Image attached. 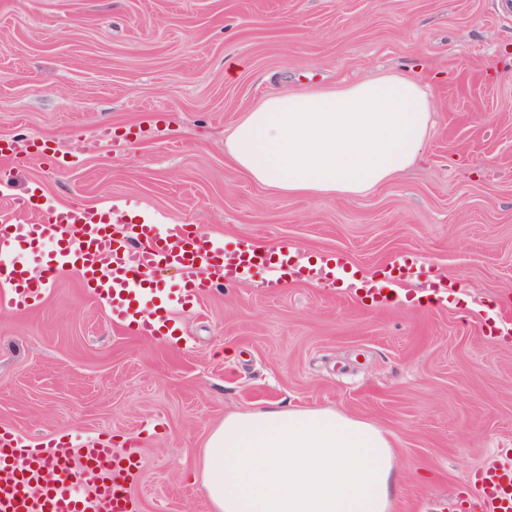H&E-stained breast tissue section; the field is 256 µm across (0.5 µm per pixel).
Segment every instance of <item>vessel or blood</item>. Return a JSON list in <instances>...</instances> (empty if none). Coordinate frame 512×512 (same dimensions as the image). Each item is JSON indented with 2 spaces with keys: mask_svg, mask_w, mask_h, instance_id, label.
<instances>
[{
  "mask_svg": "<svg viewBox=\"0 0 512 512\" xmlns=\"http://www.w3.org/2000/svg\"><path fill=\"white\" fill-rule=\"evenodd\" d=\"M30 210L21 201L13 217L0 220V310L35 308L56 277L72 270L114 326L132 335L170 338L177 311L268 264L265 255L227 248L186 224H134L118 238L108 210L72 202L47 206L35 219ZM164 269L179 274L178 288L156 280ZM147 303L152 312H144ZM140 468L133 442L118 450L108 438L84 444L64 435L29 441L4 429L0 512H137L131 487ZM479 480L477 501L461 494L439 499L432 512H512L511 469L485 470Z\"/></svg>",
  "mask_w": 512,
  "mask_h": 512,
  "instance_id": "obj_1",
  "label": "vessel or blood"
}]
</instances>
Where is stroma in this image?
<instances>
[{"instance_id":"1","label":"stroma","mask_w":512,"mask_h":512,"mask_svg":"<svg viewBox=\"0 0 512 512\" xmlns=\"http://www.w3.org/2000/svg\"><path fill=\"white\" fill-rule=\"evenodd\" d=\"M504 0H0V216L17 197L117 205L231 246L296 248L330 272L257 268L130 336L62 273L0 310V427L141 441L139 512H211L191 474L224 417L331 408L390 438L389 512H431L512 467V9ZM233 76H226L228 66ZM415 76L435 112L422 161L367 194L288 196L224 141L266 96ZM406 295L351 280L404 256ZM452 285L447 302L421 293Z\"/></svg>"}]
</instances>
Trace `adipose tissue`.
<instances>
[{
  "mask_svg": "<svg viewBox=\"0 0 512 512\" xmlns=\"http://www.w3.org/2000/svg\"><path fill=\"white\" fill-rule=\"evenodd\" d=\"M433 102L418 79L385 75L268 96L227 140L237 169L291 195L350 197L419 161ZM394 452L371 423L333 409L225 416L197 478L213 512H387Z\"/></svg>",
  "mask_w": 512,
  "mask_h": 512,
  "instance_id": "1",
  "label": "adipose tissue"
}]
</instances>
